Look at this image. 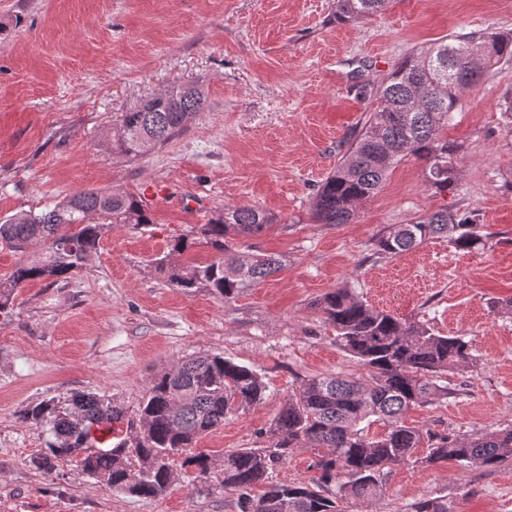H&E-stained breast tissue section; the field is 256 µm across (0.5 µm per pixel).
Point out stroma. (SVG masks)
Instances as JSON below:
<instances>
[{
  "instance_id": "stroma-1",
  "label": "stroma",
  "mask_w": 512,
  "mask_h": 512,
  "mask_svg": "<svg viewBox=\"0 0 512 512\" xmlns=\"http://www.w3.org/2000/svg\"><path fill=\"white\" fill-rule=\"evenodd\" d=\"M334 12L335 0H0V221L83 189H168L150 205L151 225L112 228L73 278L29 282L0 314V512H237L222 485L225 452L266 446L304 380L360 370L316 307L336 288L471 340L476 365L449 372L453 395L412 407L409 423L456 435L512 425V316L491 306L512 297V126L502 114L512 61L466 92L448 128L463 147L454 190L434 193L411 156L350 223L309 215L378 105L358 86L379 85L434 40L512 30V0H393L358 23ZM179 84L203 87L206 111L163 148L112 155L105 143L120 114ZM227 205L274 215L252 243L286 258L228 304L184 293L156 269L172 239L196 235ZM444 205L482 224L487 250L436 238L373 255L386 227ZM205 353L255 367L267 386L262 403L198 442L212 459L208 490L196 491L188 468L165 495L144 499L71 462L49 475L32 465L48 436L20 420L24 409L97 392L132 418L156 376ZM383 486L344 512H409L425 495L447 497L452 512H512V459L492 469L397 465Z\"/></svg>"
}]
</instances>
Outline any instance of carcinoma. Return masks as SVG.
<instances>
[{
  "label": "carcinoma",
  "mask_w": 512,
  "mask_h": 512,
  "mask_svg": "<svg viewBox=\"0 0 512 512\" xmlns=\"http://www.w3.org/2000/svg\"><path fill=\"white\" fill-rule=\"evenodd\" d=\"M391 0H336V20L359 22L382 12ZM512 60V31L442 38L406 57L372 94L379 106L368 113L345 158L315 193L311 215L318 224H347L381 187L391 167L409 156L425 165L435 192L458 180L461 146L442 135L460 111L468 89L503 62ZM207 108L197 85H174L121 114L108 139L112 152L135 158L179 136L189 120ZM153 223L141 197L112 189L80 190L35 212H19L0 224V241L23 253L40 243V256L19 264L0 280V312L30 281L70 279L91 262L101 237L112 227ZM275 223L263 208L224 206L200 227L215 258L206 264L180 261L196 245L174 238L157 270L186 293L206 290L226 303L243 288L277 271L281 256L243 241ZM444 237L458 250H481L482 225L446 207L388 228L374 254L398 257L430 239ZM336 332L338 346L364 367L361 375H325L302 383L274 416L264 448L224 454V488L237 493L238 512H341L338 502L383 491V476L401 464L433 467L454 460L463 466L495 468L512 452V426L471 435L441 434L405 421L413 406L448 397V372L473 360L470 341L440 335L421 321L376 310L348 288H336L318 303ZM266 386L254 368L222 354L184 357L154 378L139 406V435L107 450H93V427L119 423L124 412L94 392L61 401L45 399L20 418L47 432V448L32 459L43 473L61 460L76 461L83 474L103 486L140 498L163 495L174 481V457L229 416L262 402ZM383 431L371 436L373 424ZM426 447L425 455L416 451ZM297 448H323L314 462L321 472L306 483L272 481L274 469ZM136 458L138 464L130 462ZM194 481L209 486L211 460L199 453L183 461ZM347 480L333 482L336 475ZM265 485L257 496L253 488ZM410 512H451L445 497H423Z\"/></svg>",
  "instance_id": "cac0c4a2"
}]
</instances>
